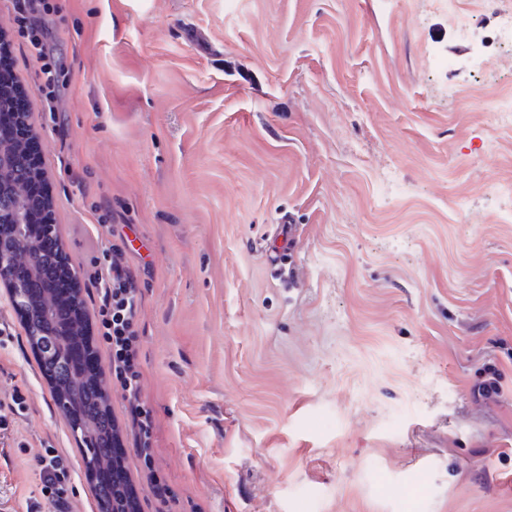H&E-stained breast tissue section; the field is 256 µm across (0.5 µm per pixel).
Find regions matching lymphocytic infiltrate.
<instances>
[{
  "mask_svg": "<svg viewBox=\"0 0 512 512\" xmlns=\"http://www.w3.org/2000/svg\"><path fill=\"white\" fill-rule=\"evenodd\" d=\"M15 22L19 35L25 38L42 62V90L47 103H54L65 77L51 58L46 39L48 31L35 16L36 11L50 12V4L38 0H13ZM88 279L97 292L98 333L110 353L113 379L121 387L128 403L130 427L135 435V448L144 464L152 462L154 421L141 399V373L138 353L140 336L137 330V286L124 250L115 243L98 246L91 258ZM39 471L43 498L56 512H70L67 461L53 447H45L34 458Z\"/></svg>",
  "mask_w": 512,
  "mask_h": 512,
  "instance_id": "1",
  "label": "lymphocytic infiltrate"
}]
</instances>
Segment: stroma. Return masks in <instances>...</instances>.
I'll list each match as a JSON object with an SVG mask.
<instances>
[{"instance_id":"stroma-1","label":"stroma","mask_w":512,"mask_h":512,"mask_svg":"<svg viewBox=\"0 0 512 512\" xmlns=\"http://www.w3.org/2000/svg\"><path fill=\"white\" fill-rule=\"evenodd\" d=\"M49 2L54 104L11 0L0 38L87 316L99 215L137 279L152 468L99 371L139 512L151 471L177 512H512V70L480 53L512 0ZM0 326V512H51L47 444L98 512L1 283Z\"/></svg>"}]
</instances>
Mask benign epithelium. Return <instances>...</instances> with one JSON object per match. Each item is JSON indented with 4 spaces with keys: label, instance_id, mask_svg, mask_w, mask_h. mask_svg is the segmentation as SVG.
I'll list each match as a JSON object with an SVG mask.
<instances>
[{
    "label": "benign epithelium",
    "instance_id": "obj_1",
    "mask_svg": "<svg viewBox=\"0 0 512 512\" xmlns=\"http://www.w3.org/2000/svg\"><path fill=\"white\" fill-rule=\"evenodd\" d=\"M32 179L23 144L0 135V199L17 215V221L11 224L12 236L0 235V280L9 288L11 299L21 300L30 291L44 309L52 310L57 303V289L42 283L38 259L49 252L46 242L58 237V233L50 204L36 214L31 210ZM70 287L78 313L59 335L85 336L86 315L80 309V287L74 276Z\"/></svg>",
    "mask_w": 512,
    "mask_h": 512
}]
</instances>
